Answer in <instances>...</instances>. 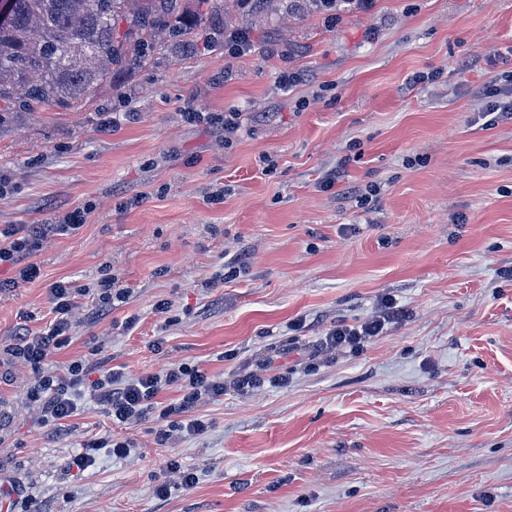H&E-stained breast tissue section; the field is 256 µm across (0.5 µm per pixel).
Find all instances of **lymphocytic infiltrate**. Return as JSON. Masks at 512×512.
<instances>
[{
    "label": "lymphocytic infiltrate",
    "instance_id": "lymphocytic-infiltrate-1",
    "mask_svg": "<svg viewBox=\"0 0 512 512\" xmlns=\"http://www.w3.org/2000/svg\"><path fill=\"white\" fill-rule=\"evenodd\" d=\"M86 222V213L77 208L70 211L60 224H36L24 229L10 226L0 229V264L17 267L18 279L30 282L39 278L40 268L31 257L39 251L47 238L76 233ZM52 317L36 334L20 332L7 348L15 362L31 367L35 373L25 400L35 412V421L41 426H59L77 415L78 401L87 397L102 407L113 424L130 425L153 419L159 441H167L173 434L189 436L204 434L209 424L196 416L195 409L203 402L223 396L227 390L223 380L209 376L198 367L185 364L137 377L127 376L122 368L103 369L96 380H89V370L77 360L61 372L47 371L50 358L69 345V333L76 316L89 297L87 288L71 282H56L49 288ZM395 316L391 299L381 301L379 315L355 326L339 324L326 333L319 346L320 353L332 354L346 348L360 349L379 336ZM177 389V402L164 403L158 396L165 390ZM133 443L112 434L84 440L80 450L70 461V468L83 472L93 467L100 451L115 457L130 454Z\"/></svg>",
    "mask_w": 512,
    "mask_h": 512
}]
</instances>
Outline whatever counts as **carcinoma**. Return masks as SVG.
I'll return each mask as SVG.
<instances>
[{"label":"carcinoma","mask_w":512,"mask_h":512,"mask_svg":"<svg viewBox=\"0 0 512 512\" xmlns=\"http://www.w3.org/2000/svg\"><path fill=\"white\" fill-rule=\"evenodd\" d=\"M178 9V0H11L0 20V125L18 108H71L113 71L145 64Z\"/></svg>","instance_id":"cac0c4a2"}]
</instances>
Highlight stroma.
<instances>
[{
  "label": "stroma",
  "instance_id": "stroma-1",
  "mask_svg": "<svg viewBox=\"0 0 512 512\" xmlns=\"http://www.w3.org/2000/svg\"><path fill=\"white\" fill-rule=\"evenodd\" d=\"M177 19L190 38L164 35L81 107L0 127V229L90 209L35 255L39 278L0 293V358L49 321L51 284L93 288L107 267L128 302L79 319L52 368L185 363L233 387L200 407L208 432L162 444L154 421L117 427L88 400L39 427L14 364L0 484L32 512H512V120L482 117L512 73V0H181ZM235 31L253 51L231 54ZM188 106L238 111L239 128ZM385 297L380 336L317 355ZM108 430L130 455L69 469ZM171 459L199 480L160 497Z\"/></svg>",
  "mask_w": 512,
  "mask_h": 512
}]
</instances>
